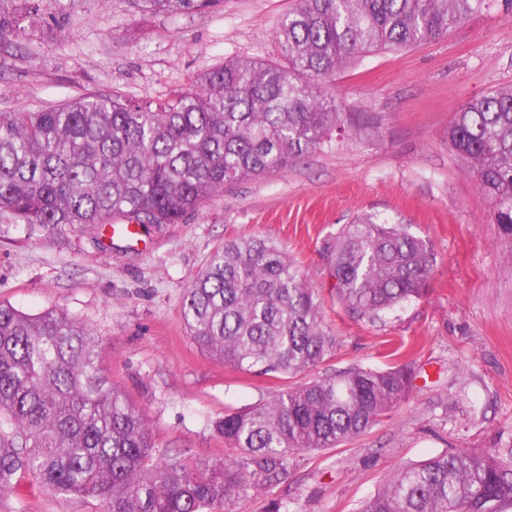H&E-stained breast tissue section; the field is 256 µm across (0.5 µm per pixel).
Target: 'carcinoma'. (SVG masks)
<instances>
[{
	"instance_id": "carcinoma-1",
	"label": "carcinoma",
	"mask_w": 512,
	"mask_h": 512,
	"mask_svg": "<svg viewBox=\"0 0 512 512\" xmlns=\"http://www.w3.org/2000/svg\"><path fill=\"white\" fill-rule=\"evenodd\" d=\"M222 0H136L182 13ZM278 23L275 61L227 60L161 102L89 93L56 107L0 112V219L51 227L176 224L224 184L282 170L320 149L346 113L322 90L345 64L402 51L462 25L486 0H296ZM50 0L0 10V48L20 17ZM448 141L512 239V87L469 101ZM336 290L357 318L427 294V241L405 224L363 215L322 244ZM194 343L242 372L293 378L332 353L318 290L270 241H224L186 289ZM411 371L352 365L282 389L216 424L238 456L220 468L180 461L146 468L149 426L103 376L98 343L62 311L36 317L0 304V499L27 473L49 494L97 496L103 512H221L277 487L293 457L338 448L409 394ZM512 460L445 452L396 473L360 512H505Z\"/></svg>"
}]
</instances>
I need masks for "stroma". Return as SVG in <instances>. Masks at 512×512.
Wrapping results in <instances>:
<instances>
[{
	"label": "stroma",
	"mask_w": 512,
	"mask_h": 512,
	"mask_svg": "<svg viewBox=\"0 0 512 512\" xmlns=\"http://www.w3.org/2000/svg\"><path fill=\"white\" fill-rule=\"evenodd\" d=\"M294 0H222L201 13L154 14L132 0H53L25 18L18 51H0V112L86 92L164 100L228 59H276L274 29ZM512 86V12L503 0L437 40L367 54L323 83L357 130L339 147L225 184L179 223L108 240L79 224L0 220V303L60 310L99 344L109 384L144 414L150 464L220 465L236 453L215 424L272 399L288 379L249 375L192 342L182 299L224 241L278 245L318 288L337 344L317 374L408 365L405 400L349 443L296 455L278 487L227 512H359L399 470L443 452L512 448V241L448 144L470 99ZM410 226L428 241L427 296L369 323L340 300L321 254L357 216ZM0 512H102L93 496L50 495L19 476Z\"/></svg>",
	"instance_id": "stroma-1"
}]
</instances>
